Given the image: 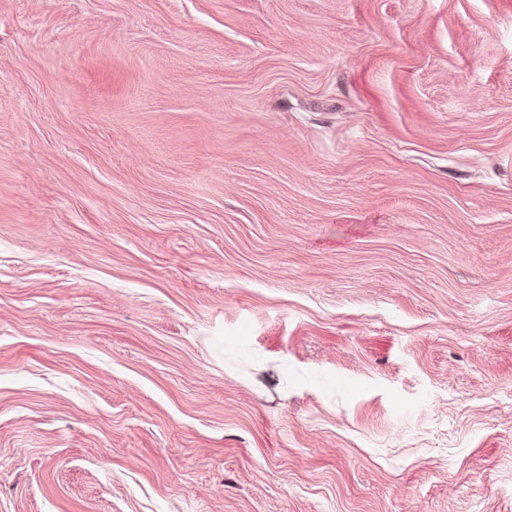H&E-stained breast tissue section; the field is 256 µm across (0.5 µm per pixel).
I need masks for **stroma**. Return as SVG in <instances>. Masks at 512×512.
<instances>
[{
  "instance_id": "1",
  "label": "stroma",
  "mask_w": 512,
  "mask_h": 512,
  "mask_svg": "<svg viewBox=\"0 0 512 512\" xmlns=\"http://www.w3.org/2000/svg\"><path fill=\"white\" fill-rule=\"evenodd\" d=\"M0 512H512V0H0Z\"/></svg>"
}]
</instances>
